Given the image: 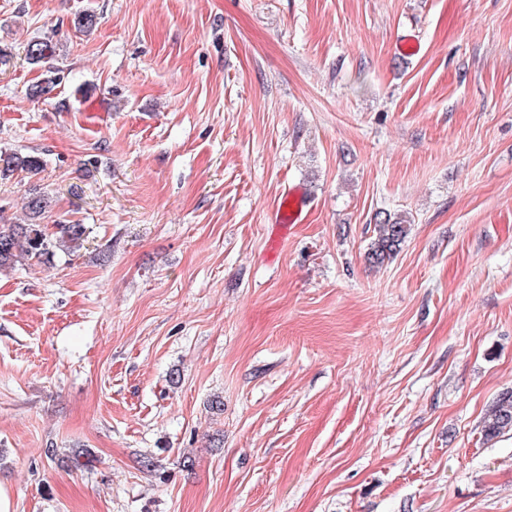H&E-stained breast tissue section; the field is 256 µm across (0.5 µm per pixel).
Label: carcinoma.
<instances>
[{"label":"carcinoma","instance_id":"1","mask_svg":"<svg viewBox=\"0 0 512 512\" xmlns=\"http://www.w3.org/2000/svg\"><path fill=\"white\" fill-rule=\"evenodd\" d=\"M54 54L55 45L49 39L34 40L26 50L32 65L45 64ZM42 166L43 160L38 155L0 152V176L35 173ZM49 207V195L35 189L24 203L26 223L16 224L0 217V270L13 268L22 261L47 260L57 249L70 252L83 245L86 228L82 224L59 223L56 232L47 231L40 220ZM409 224L410 219L405 214H375L374 238L368 253V259L374 266H383L399 252ZM505 431H512V392L499 396L484 422V433L488 438Z\"/></svg>","mask_w":512,"mask_h":512}]
</instances>
